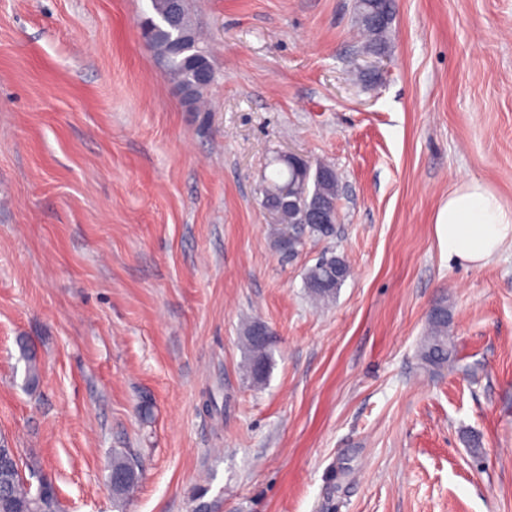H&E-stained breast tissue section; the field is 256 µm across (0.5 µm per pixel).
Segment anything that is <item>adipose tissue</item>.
<instances>
[{"instance_id": "ef3b65f1", "label": "adipose tissue", "mask_w": 512, "mask_h": 512, "mask_svg": "<svg viewBox=\"0 0 512 512\" xmlns=\"http://www.w3.org/2000/svg\"><path fill=\"white\" fill-rule=\"evenodd\" d=\"M438 234L448 257L478 268L512 242V209L477 178L465 180L450 191L439 210Z\"/></svg>"}]
</instances>
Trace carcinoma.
Masks as SVG:
<instances>
[{"mask_svg": "<svg viewBox=\"0 0 512 512\" xmlns=\"http://www.w3.org/2000/svg\"><path fill=\"white\" fill-rule=\"evenodd\" d=\"M357 22L364 37V51L385 54L390 47L391 21L396 12V0H363L357 7ZM177 22L165 16L159 0H150V16L141 23V34L146 43L161 54L165 74L183 90L196 84L195 60L203 54L198 44L172 49L177 39ZM276 169L265 179L263 202L278 206L281 229L277 247L293 256L303 247V234L330 238L338 221L337 200L340 193L339 179L329 166L318 163L303 172L292 162L273 159ZM317 207L330 214L327 224H313L310 215ZM350 276L346 260L333 251H326L315 265L304 274V286L319 300L335 297ZM258 323L245 326L242 343L247 351V369L257 384L267 380L272 368L273 336L267 335L260 342L254 340L253 330ZM422 363L432 369L451 365L455 351L448 341V308L436 305L429 316L428 333L419 348ZM124 476V483L116 493L124 496L139 482L141 473L138 462L124 454H116L110 464V476ZM55 488L38 493L20 475L18 449L0 445V512H59Z\"/></svg>", "mask_w": 512, "mask_h": 512, "instance_id": "obj_1", "label": "carcinoma"}]
</instances>
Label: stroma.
<instances>
[{
	"instance_id": "35a3bbf8",
	"label": "stroma",
	"mask_w": 512,
	"mask_h": 512,
	"mask_svg": "<svg viewBox=\"0 0 512 512\" xmlns=\"http://www.w3.org/2000/svg\"><path fill=\"white\" fill-rule=\"evenodd\" d=\"M149 6L0 0V441L63 512H512V244L469 268L436 226L471 177L512 208V0H397L362 78L355 0H191L205 112L142 41ZM279 152L341 182L334 236L290 258ZM328 250L351 275L318 302ZM440 301L456 361L430 371ZM116 454L143 465L122 498ZM350 276L346 260L333 251H326L315 265L304 274V286L319 300L334 298L338 289ZM261 322H252L245 326L242 334V343L247 351V369L257 384H261L267 380L272 368V351L273 336L269 330L266 338L260 342L254 340L253 330Z\"/></svg>"
}]
</instances>
